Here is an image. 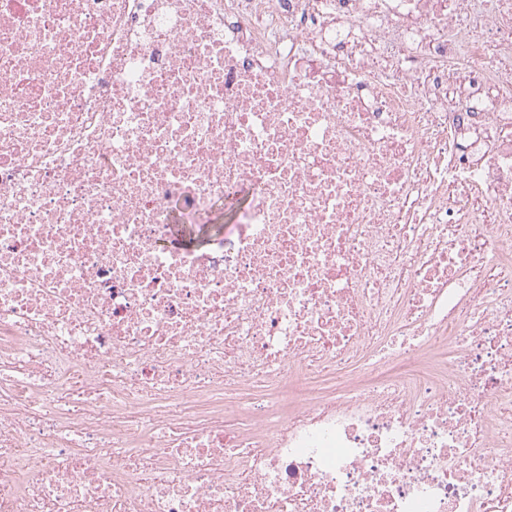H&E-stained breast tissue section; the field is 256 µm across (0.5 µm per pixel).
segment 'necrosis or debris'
Returning <instances> with one entry per match:
<instances>
[{"instance_id": "obj_1", "label": "necrosis or debris", "mask_w": 512, "mask_h": 512, "mask_svg": "<svg viewBox=\"0 0 512 512\" xmlns=\"http://www.w3.org/2000/svg\"><path fill=\"white\" fill-rule=\"evenodd\" d=\"M0 512H512V0H0Z\"/></svg>"}]
</instances>
